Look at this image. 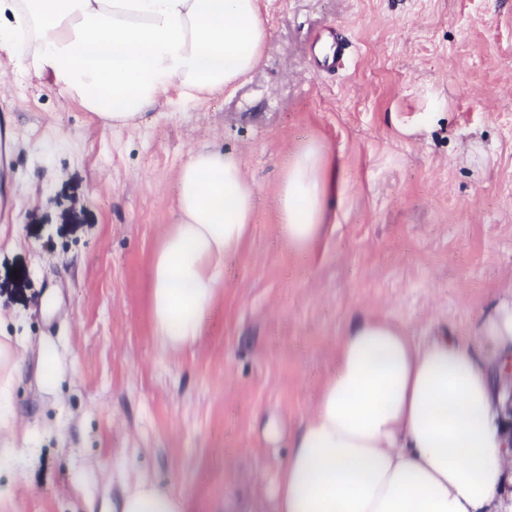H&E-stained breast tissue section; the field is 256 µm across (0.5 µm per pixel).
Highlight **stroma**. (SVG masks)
<instances>
[{
    "instance_id": "obj_1",
    "label": "stroma",
    "mask_w": 512,
    "mask_h": 512,
    "mask_svg": "<svg viewBox=\"0 0 512 512\" xmlns=\"http://www.w3.org/2000/svg\"><path fill=\"white\" fill-rule=\"evenodd\" d=\"M260 66L188 102L170 88L109 127L0 51L14 130L0 164V341L30 362L0 412V512H110L143 476L186 512L275 503L276 473L352 314L417 340L477 339L512 306V0H262ZM342 28L346 63L317 34ZM316 142L343 179L308 249L280 233L278 191ZM242 152L252 229L193 349L164 348L148 269L193 148ZM55 358L51 387L32 369Z\"/></svg>"
}]
</instances>
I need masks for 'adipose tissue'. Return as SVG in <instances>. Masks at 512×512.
Listing matches in <instances>:
<instances>
[{"label": "adipose tissue", "instance_id": "ef3b65f1", "mask_svg": "<svg viewBox=\"0 0 512 512\" xmlns=\"http://www.w3.org/2000/svg\"><path fill=\"white\" fill-rule=\"evenodd\" d=\"M259 0H0V51L49 79L104 125L135 124L171 85L188 101L231 90L262 61ZM318 145L297 150L279 187L281 232L304 249L331 222L342 189ZM175 222L149 270L161 342L194 346L254 219L241 155L204 146L175 179ZM506 384L479 342L418 343L388 317L351 320L276 476L275 512H499L512 452ZM119 512H185L139 478Z\"/></svg>", "mask_w": 512, "mask_h": 512}]
</instances>
